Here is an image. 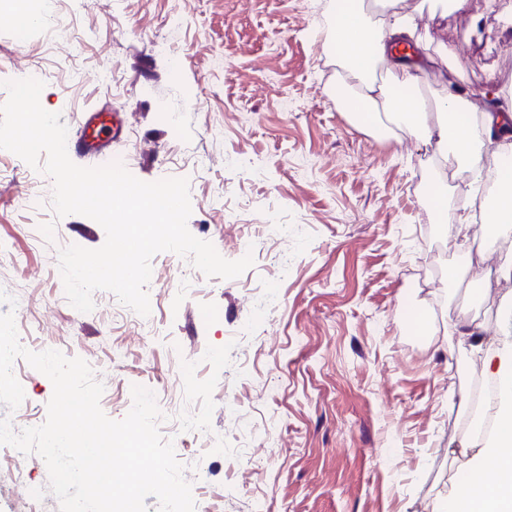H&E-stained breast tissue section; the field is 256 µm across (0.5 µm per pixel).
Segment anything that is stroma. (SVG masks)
Returning <instances> with one entry per match:
<instances>
[{
    "label": "stroma",
    "instance_id": "1",
    "mask_svg": "<svg viewBox=\"0 0 512 512\" xmlns=\"http://www.w3.org/2000/svg\"><path fill=\"white\" fill-rule=\"evenodd\" d=\"M334 0H38L45 18L26 39L16 13L0 10V81L39 70L42 107L76 134L82 112L116 113L123 138L115 152L128 170L154 182L184 178L189 231L225 259L253 243V265L234 279L176 283L186 258L151 260L147 286L151 335L109 291L91 312L74 311L58 278L61 248H100L94 220L56 218L52 206L18 207L28 191L51 199L49 176L0 149V244L17 257L0 264V314L14 312L25 348L50 346L84 359L104 386L100 406L123 419L127 390H155L170 437L180 420H204L223 453L191 443L176 451L195 477V512H443L459 474L481 443L465 399L482 354L456 325L476 326L486 346L512 349V287L475 285L462 304V269L476 250L512 262L475 213L465 240L433 223L431 146L402 134L384 138L353 124L336 99L340 69L316 31L329 27ZM512 0H468L465 10L426 4L416 37L433 68L419 78L442 95L441 74L475 100L512 96ZM166 39L179 73L157 55ZM296 108L284 111L283 100ZM248 159L228 170L225 156ZM55 222L56 234L39 227ZM278 224L298 228L277 239ZM274 286L267 322L242 337L222 370L204 355L228 337ZM200 357L201 379L187 388L182 356ZM15 374L27 410L0 403V419L42 425L53 394L48 377L25 360ZM48 488L37 454L15 459L0 445V512H24L4 480L12 467Z\"/></svg>",
    "mask_w": 512,
    "mask_h": 512
}]
</instances>
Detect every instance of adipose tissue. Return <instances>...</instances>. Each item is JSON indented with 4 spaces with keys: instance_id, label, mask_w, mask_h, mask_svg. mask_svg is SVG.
Segmentation results:
<instances>
[{
    "instance_id": "obj_1",
    "label": "adipose tissue",
    "mask_w": 512,
    "mask_h": 512,
    "mask_svg": "<svg viewBox=\"0 0 512 512\" xmlns=\"http://www.w3.org/2000/svg\"><path fill=\"white\" fill-rule=\"evenodd\" d=\"M391 16L389 24L372 25L360 0H336L326 43L343 71V82L357 86L353 121L376 130L382 121H395L415 144L435 145L436 160L454 157L460 168L482 179L479 157L485 144L512 150V100L500 103L497 111L482 113L478 126L470 121L478 106L461 88L449 86L444 96L427 100L415 74L417 56L403 63L387 56L388 43L413 38L414 17L398 8ZM381 65L406 70L401 88L375 85L372 75ZM483 456L495 466L494 481L484 483L476 469L460 477L448 495V512H512V409L502 412L498 435Z\"/></svg>"
}]
</instances>
